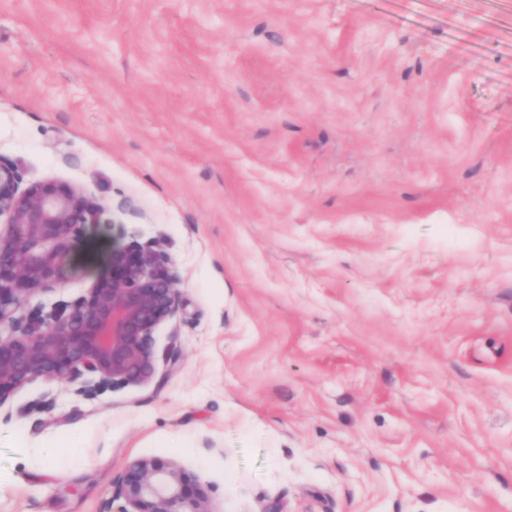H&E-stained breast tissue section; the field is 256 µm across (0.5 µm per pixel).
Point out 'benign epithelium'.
<instances>
[{"label": "benign epithelium", "instance_id": "1", "mask_svg": "<svg viewBox=\"0 0 512 512\" xmlns=\"http://www.w3.org/2000/svg\"><path fill=\"white\" fill-rule=\"evenodd\" d=\"M0 156V407L39 381L80 383L93 397L106 389L145 385L155 375L154 333L174 317L180 295L166 258L137 245L116 247L74 302L27 313L30 298L66 285L87 225L103 207L80 191L31 182ZM113 512H212L209 496L179 466L157 457L132 460L112 482Z\"/></svg>", "mask_w": 512, "mask_h": 512}]
</instances>
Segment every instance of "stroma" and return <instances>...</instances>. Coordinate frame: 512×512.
Here are the masks:
<instances>
[{
	"label": "stroma",
	"mask_w": 512,
	"mask_h": 512,
	"mask_svg": "<svg viewBox=\"0 0 512 512\" xmlns=\"http://www.w3.org/2000/svg\"><path fill=\"white\" fill-rule=\"evenodd\" d=\"M0 156L167 255L155 376L0 407V512L131 460L212 512H512V0H0ZM213 448H206V441Z\"/></svg>",
	"instance_id": "35a3bbf8"
}]
</instances>
